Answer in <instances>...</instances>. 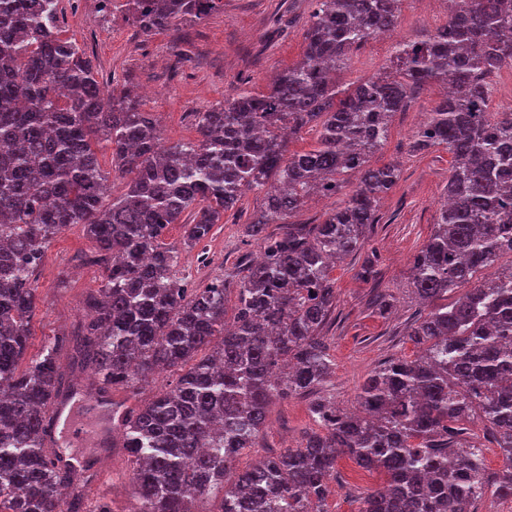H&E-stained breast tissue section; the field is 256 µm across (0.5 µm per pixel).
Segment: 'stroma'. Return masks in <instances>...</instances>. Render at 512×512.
<instances>
[{
    "label": "stroma",
    "instance_id": "35a3bbf8",
    "mask_svg": "<svg viewBox=\"0 0 512 512\" xmlns=\"http://www.w3.org/2000/svg\"><path fill=\"white\" fill-rule=\"evenodd\" d=\"M313 9L312 0H224L223 10L204 20L147 37L137 32L126 13H103L88 0H68L60 28L63 38L93 58L106 89H135L144 110L160 120L164 138L173 142L197 138L195 112L245 90L262 91L270 75L299 61ZM447 21L448 0H404L397 34L411 37ZM391 56V39L377 37L353 53L337 80L343 86L359 82L388 65ZM440 92L435 85L418 91L406 111L393 116L388 141L372 163L399 162L400 179L382 200L379 221L369 227L365 248L330 272L336 307L324 336L333 374L319 394L342 407L353 406L360 385L381 362L418 352L409 331L428 308L408 286L410 260L433 231L453 159L441 148L411 151L410 142ZM265 195L262 189L246 192L239 210L227 212L198 248L184 247L183 225L168 227L164 241L177 245L178 268L194 287H205L233 271L241 259L258 256V243L245 228ZM91 249L78 224L64 229L49 245L34 274L39 299L30 323L29 355L81 322L86 293L105 276L104 268L82 264ZM368 263L376 270L371 280L361 276ZM309 402L303 395L273 400L263 430L251 451L237 458V468L250 466L259 456L298 447L306 432L317 430ZM98 469L109 472L110 478L89 488L90 500L103 498L126 512L134 501L129 466L113 468L104 461ZM381 485L377 473L340 457L327 508L358 512L361 498Z\"/></svg>",
    "mask_w": 512,
    "mask_h": 512
}]
</instances>
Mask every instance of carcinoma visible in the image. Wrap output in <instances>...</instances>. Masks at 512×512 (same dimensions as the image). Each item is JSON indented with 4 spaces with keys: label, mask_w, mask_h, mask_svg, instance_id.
I'll list each match as a JSON object with an SVG mask.
<instances>
[{
    "label": "carcinoma",
    "mask_w": 512,
    "mask_h": 512,
    "mask_svg": "<svg viewBox=\"0 0 512 512\" xmlns=\"http://www.w3.org/2000/svg\"><path fill=\"white\" fill-rule=\"evenodd\" d=\"M152 35L200 21L224 0H126ZM305 49L265 92L248 91L193 113L200 137L165 142L131 89L108 93L92 60L60 37L64 0H0V512H114L89 508L79 479L51 452L50 402L108 388L133 390L152 375L176 384L134 408H112V441L135 487L131 512H328L329 482L348 457L383 476L358 512H477L486 491L512 500V267L477 274L512 256V107L489 110L493 78L512 66V0H449L448 23L393 44L391 66L351 88L336 72L368 41L395 31L403 0H314ZM443 95L418 128L412 151L448 150L446 200L411 262L409 287L433 302L415 322L413 358H393L360 386L357 410L324 397L309 411L321 431L264 455L231 477L265 425L275 398L322 386L333 362L322 330L336 306L331 264L360 252L397 162L374 166L393 116L414 93ZM316 130L311 149L287 153V137ZM111 150L124 192L105 203L99 151ZM343 206L320 224H292L318 194ZM269 186L246 226L260 242L236 288H204L177 271L167 227L186 223L199 245L245 192ZM84 226L86 263L107 275L84 301L74 341L56 336L20 369L38 295L33 275L53 238ZM270 224L279 235L266 234ZM72 352L65 380L59 357ZM90 369L95 388L79 374ZM483 424L509 461L490 474L482 448L463 442Z\"/></svg>",
    "instance_id": "1"
}]
</instances>
